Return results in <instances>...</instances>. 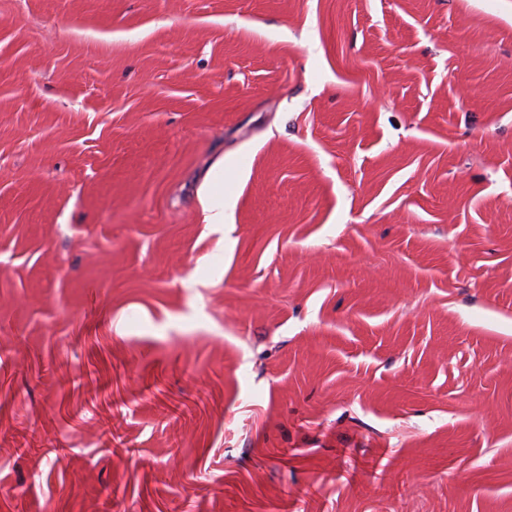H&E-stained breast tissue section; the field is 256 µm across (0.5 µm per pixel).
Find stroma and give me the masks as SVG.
Returning a JSON list of instances; mask_svg holds the SVG:
<instances>
[{"label": "stroma", "mask_w": 512, "mask_h": 512, "mask_svg": "<svg viewBox=\"0 0 512 512\" xmlns=\"http://www.w3.org/2000/svg\"><path fill=\"white\" fill-rule=\"evenodd\" d=\"M0 512H512V0H0Z\"/></svg>", "instance_id": "stroma-1"}]
</instances>
